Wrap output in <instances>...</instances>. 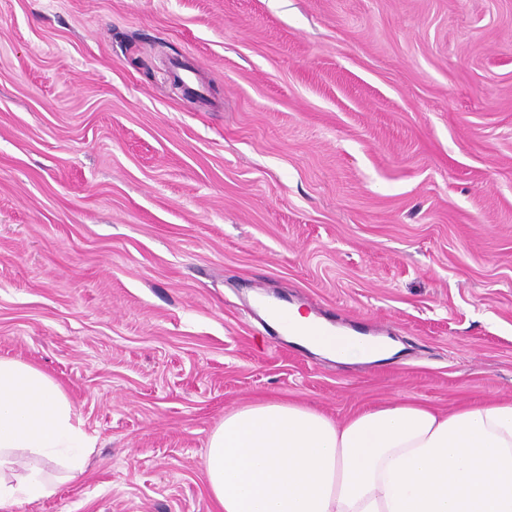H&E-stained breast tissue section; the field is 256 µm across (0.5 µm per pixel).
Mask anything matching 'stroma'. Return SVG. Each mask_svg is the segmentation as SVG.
<instances>
[{
  "label": "stroma",
  "instance_id": "35a3bbf8",
  "mask_svg": "<svg viewBox=\"0 0 512 512\" xmlns=\"http://www.w3.org/2000/svg\"><path fill=\"white\" fill-rule=\"evenodd\" d=\"M256 293L400 350L332 361ZM0 358L95 440L16 512H214L261 400H512V0H0Z\"/></svg>",
  "mask_w": 512,
  "mask_h": 512
}]
</instances>
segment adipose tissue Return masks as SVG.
<instances>
[{
  "label": "adipose tissue",
  "instance_id": "1",
  "mask_svg": "<svg viewBox=\"0 0 512 512\" xmlns=\"http://www.w3.org/2000/svg\"><path fill=\"white\" fill-rule=\"evenodd\" d=\"M298 342L340 363L398 352L351 332ZM92 440L63 388L37 367L0 358V512L51 496L34 456L83 471ZM217 512H512V400L451 413L397 400L336 422L310 407L259 401L226 414L203 457Z\"/></svg>",
  "mask_w": 512,
  "mask_h": 512
}]
</instances>
